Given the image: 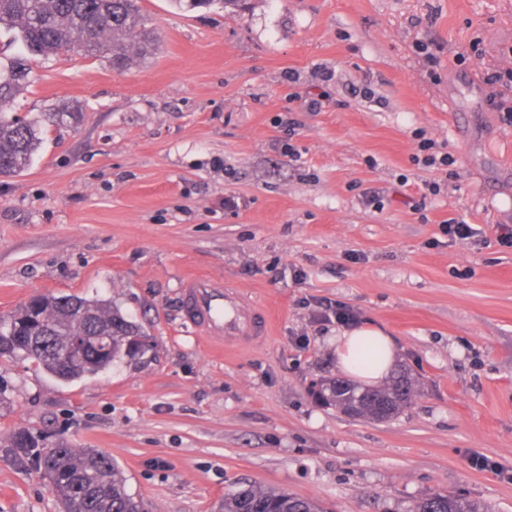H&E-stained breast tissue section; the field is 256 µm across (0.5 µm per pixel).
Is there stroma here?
Segmentation results:
<instances>
[{
	"instance_id": "stroma-1",
	"label": "stroma",
	"mask_w": 512,
	"mask_h": 512,
	"mask_svg": "<svg viewBox=\"0 0 512 512\" xmlns=\"http://www.w3.org/2000/svg\"><path fill=\"white\" fill-rule=\"evenodd\" d=\"M140 5L152 56L37 61L4 106L81 117L0 177V316L98 296L149 349L72 382L0 359V512H60L18 430L109 454L146 512H218L243 484L327 512H406L432 491L512 512V126L484 81L512 71V0ZM424 139L451 173L416 164ZM460 216L480 234L449 242ZM188 273L267 308L271 334L223 355L198 342ZM329 301L394 338L415 382L397 417L312 397L342 376Z\"/></svg>"
}]
</instances>
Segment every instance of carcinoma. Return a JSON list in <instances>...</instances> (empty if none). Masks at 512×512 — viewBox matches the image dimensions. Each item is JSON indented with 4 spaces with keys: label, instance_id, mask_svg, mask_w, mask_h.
Segmentation results:
<instances>
[{
    "label": "carcinoma",
    "instance_id": "carcinoma-1",
    "mask_svg": "<svg viewBox=\"0 0 512 512\" xmlns=\"http://www.w3.org/2000/svg\"><path fill=\"white\" fill-rule=\"evenodd\" d=\"M230 0H173L180 9L218 6ZM12 35L16 54L0 62V103L10 101L32 82L33 61L76 48L103 56L121 70L131 61V34L139 37L137 54L156 46L139 0H0V33ZM34 122L0 112V177H13L30 166L41 142ZM111 337L105 353L72 358L75 336ZM140 327L112 302L97 297L46 294L37 308L23 305L0 325V358H23L54 377L71 382L94 376L124 357L145 351L134 347ZM413 381L401 373L382 389H363L327 379L319 398L352 417L377 421L397 416L409 404ZM10 447L31 458L60 499V512H143L128 492L122 466L96 448L78 450L60 440L49 451L46 439L25 431L10 436ZM221 512H325L321 503L285 491L248 485L224 495ZM409 512H492L461 494L432 492Z\"/></svg>",
    "mask_w": 512,
    "mask_h": 512
}]
</instances>
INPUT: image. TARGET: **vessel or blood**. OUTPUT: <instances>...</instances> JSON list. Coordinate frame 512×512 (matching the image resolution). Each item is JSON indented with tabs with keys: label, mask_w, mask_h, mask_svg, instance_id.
<instances>
[{
	"label": "vessel or blood",
	"mask_w": 512,
	"mask_h": 512,
	"mask_svg": "<svg viewBox=\"0 0 512 512\" xmlns=\"http://www.w3.org/2000/svg\"><path fill=\"white\" fill-rule=\"evenodd\" d=\"M185 315L198 336L213 346L265 339L270 330L267 310L212 277L191 276L182 284Z\"/></svg>",
	"instance_id": "obj_1"
}]
</instances>
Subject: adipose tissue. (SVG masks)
<instances>
[{"label": "adipose tissue", "instance_id": "ef3b65f1", "mask_svg": "<svg viewBox=\"0 0 512 512\" xmlns=\"http://www.w3.org/2000/svg\"><path fill=\"white\" fill-rule=\"evenodd\" d=\"M376 344L381 355L378 361L364 362L360 352L367 344ZM336 354L340 367L347 375L361 383H379L387 375L395 361V345L391 336L374 325H363L343 331L336 337Z\"/></svg>", "mask_w": 512, "mask_h": 512}]
</instances>
